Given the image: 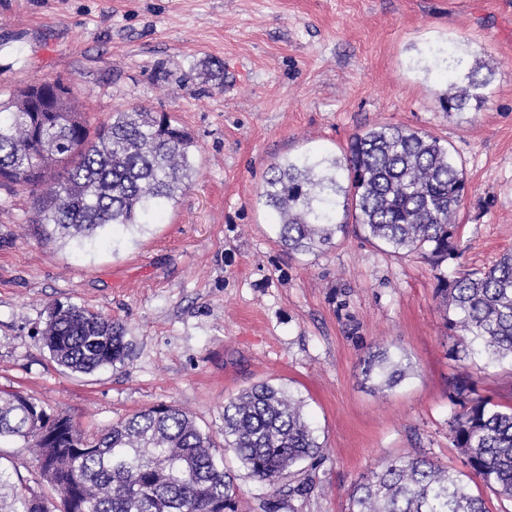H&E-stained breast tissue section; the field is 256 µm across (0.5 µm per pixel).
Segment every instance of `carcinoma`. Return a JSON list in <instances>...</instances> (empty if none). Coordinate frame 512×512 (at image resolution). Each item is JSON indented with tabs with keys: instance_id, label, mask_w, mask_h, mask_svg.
Returning <instances> with one entry per match:
<instances>
[{
	"instance_id": "cac0c4a2",
	"label": "carcinoma",
	"mask_w": 512,
	"mask_h": 512,
	"mask_svg": "<svg viewBox=\"0 0 512 512\" xmlns=\"http://www.w3.org/2000/svg\"><path fill=\"white\" fill-rule=\"evenodd\" d=\"M476 75L441 98L448 111L486 101ZM61 79L24 83L0 100V187L33 195L31 221L52 232L92 236L109 224H148L189 186L197 145L166 112L133 108L96 124L71 103ZM469 184L454 155L425 133L384 125L350 139L344 157L299 156L270 166L260 197L280 217L278 237L295 253L332 246L353 217L395 254H419L434 267L461 259L458 216ZM343 220H338V213ZM450 326L476 353L512 363V253L492 266L438 277ZM43 345L61 367L91 373L129 355L122 323L77 305L52 308ZM362 374L391 389L406 375L385 347ZM461 410L449 439L472 475L512 500V407L476 393L465 373L451 379ZM33 449L38 482L58 495L13 481L0 464V512H226L233 477L218 445L183 409L158 404L96 433L53 416L20 393L0 391V439ZM224 450L272 485L304 473L322 446L304 401L268 382L224 403ZM351 512H486L459 475L426 457L378 466L351 492Z\"/></svg>"
}]
</instances>
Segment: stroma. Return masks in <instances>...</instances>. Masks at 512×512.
Here are the masks:
<instances>
[{"instance_id":"stroma-1","label":"stroma","mask_w":512,"mask_h":512,"mask_svg":"<svg viewBox=\"0 0 512 512\" xmlns=\"http://www.w3.org/2000/svg\"><path fill=\"white\" fill-rule=\"evenodd\" d=\"M488 79L484 107L446 111L448 54ZM60 77L93 121L139 105L176 116L197 145L190 185L157 223L77 242L32 223V196L0 188V390L99 430L157 404L214 436L224 403L270 382L303 398L323 452L305 494L251 477L233 454L237 512H350L384 461L468 467L448 438V383L465 362L481 395L512 405V365L465 356L438 277L512 251V0H0V91ZM439 138L471 191L460 263L433 268L348 231L293 253L259 193L271 163L342 156L380 125ZM122 321L130 353L90 374L41 342L51 308ZM408 371L380 390L369 351Z\"/></svg>"}]
</instances>
